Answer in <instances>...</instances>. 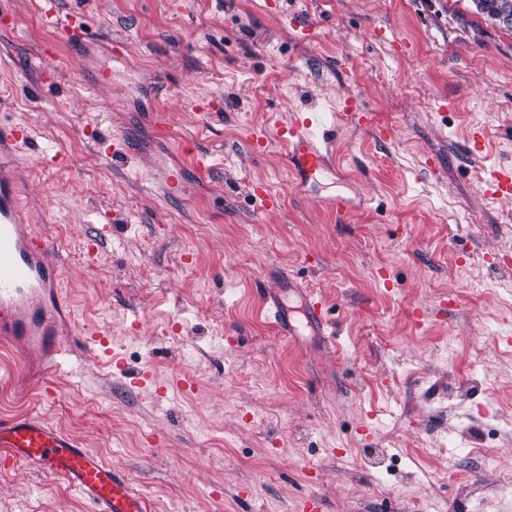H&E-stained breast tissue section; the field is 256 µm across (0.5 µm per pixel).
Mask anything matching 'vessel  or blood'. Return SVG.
I'll return each instance as SVG.
<instances>
[{"mask_svg":"<svg viewBox=\"0 0 512 512\" xmlns=\"http://www.w3.org/2000/svg\"><path fill=\"white\" fill-rule=\"evenodd\" d=\"M43 16L55 33L64 35L69 47L86 45L85 14L63 11L56 0H44ZM29 137L26 126L0 125V339L11 342L23 353H37L43 372L56 370L65 354L74 352L69 334V316L59 299L62 269L52 242L34 234L26 222L15 186L16 147ZM286 157L299 180L313 179L328 171V132L317 118L307 115L275 129ZM150 189L168 200L183 193L178 171L154 162ZM487 182L494 194L512 197V170L493 168ZM264 306L281 335L310 333L326 335L328 325L320 301L301 294V318H294L284 300L282 286L264 289ZM141 384L153 387L158 398L169 392H191L193 381L174 376L157 384L151 370L139 371ZM0 450L19 466L36 467L63 477L92 512H149L144 497L111 464L83 448L80 443L34 416L0 421Z\"/></svg>","mask_w":512,"mask_h":512,"instance_id":"vessel-or-blood-1","label":"vessel or blood"}]
</instances>
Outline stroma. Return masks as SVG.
<instances>
[{
	"label": "stroma",
	"instance_id": "1",
	"mask_svg": "<svg viewBox=\"0 0 512 512\" xmlns=\"http://www.w3.org/2000/svg\"><path fill=\"white\" fill-rule=\"evenodd\" d=\"M58 2L100 40L73 60L40 0H0V122L29 128L18 197L62 253L75 326L109 330L126 373L88 348L43 375L0 345V420L45 418L150 512H295L310 492L323 512L425 497L512 512V200L486 183L512 168V31L471 0ZM305 112L335 129L336 175L302 184L276 140L259 154L248 136ZM101 133L133 159L101 157ZM155 156L181 167L182 197L151 194ZM286 277L322 300L331 336L291 340L264 317L260 280ZM146 366L197 389L157 399L134 379ZM0 512L89 510L62 477L0 456Z\"/></svg>",
	"mask_w": 512,
	"mask_h": 512
}]
</instances>
